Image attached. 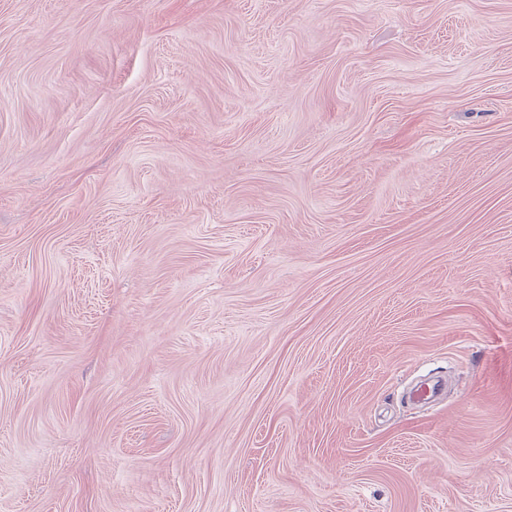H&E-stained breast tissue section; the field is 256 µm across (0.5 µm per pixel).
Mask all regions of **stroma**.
Returning <instances> with one entry per match:
<instances>
[{
    "label": "stroma",
    "mask_w": 512,
    "mask_h": 512,
    "mask_svg": "<svg viewBox=\"0 0 512 512\" xmlns=\"http://www.w3.org/2000/svg\"><path fill=\"white\" fill-rule=\"evenodd\" d=\"M0 512H512V0H0Z\"/></svg>",
    "instance_id": "1"
}]
</instances>
